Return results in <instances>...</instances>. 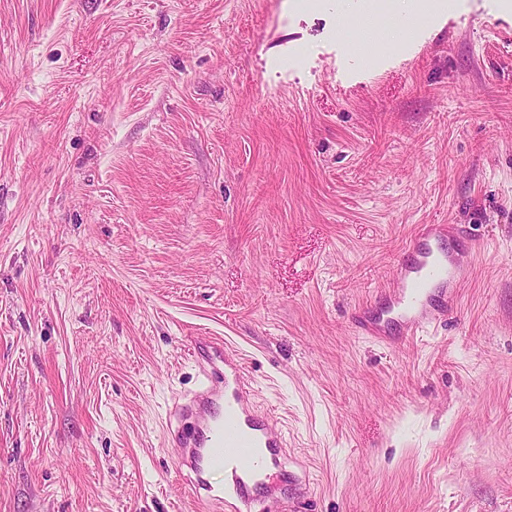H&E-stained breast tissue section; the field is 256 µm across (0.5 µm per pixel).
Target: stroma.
<instances>
[{
  "label": "stroma",
  "mask_w": 512,
  "mask_h": 512,
  "mask_svg": "<svg viewBox=\"0 0 512 512\" xmlns=\"http://www.w3.org/2000/svg\"><path fill=\"white\" fill-rule=\"evenodd\" d=\"M447 2L356 49L365 0H0V512H193L207 336L288 512H512V11ZM419 224L481 250L386 347L349 316Z\"/></svg>",
  "instance_id": "obj_1"
}]
</instances>
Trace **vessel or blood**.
<instances>
[{"mask_svg":"<svg viewBox=\"0 0 512 512\" xmlns=\"http://www.w3.org/2000/svg\"><path fill=\"white\" fill-rule=\"evenodd\" d=\"M472 242L460 224L419 225L394 261L378 303L354 312V331L395 345L447 323L458 309L459 286L470 274L463 248ZM192 349L200 381L174 403L179 425L169 428L167 442L199 512H271V504L282 502L286 482L297 497H305L306 477H289L283 468L287 443L279 420L252 400L244 369L227 344L197 338ZM226 470L232 474L230 499L213 480Z\"/></svg>","mask_w":512,"mask_h":512,"instance_id":"1","label":"vessel or blood"}]
</instances>
